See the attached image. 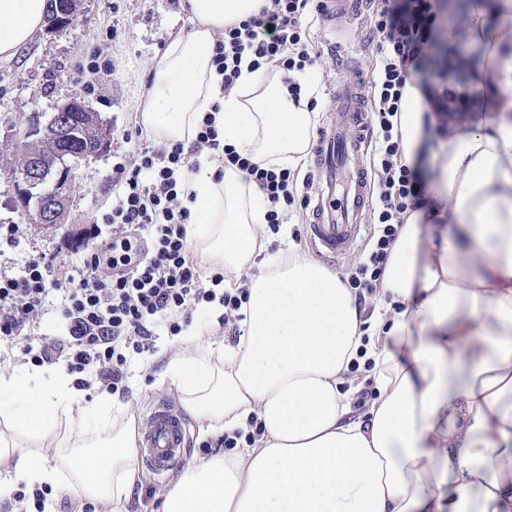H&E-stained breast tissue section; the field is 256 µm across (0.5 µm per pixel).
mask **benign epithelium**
Listing matches in <instances>:
<instances>
[{
	"label": "benign epithelium",
	"instance_id": "7a95c632",
	"mask_svg": "<svg viewBox=\"0 0 512 512\" xmlns=\"http://www.w3.org/2000/svg\"><path fill=\"white\" fill-rule=\"evenodd\" d=\"M50 33L70 29L83 17L82 0L50 3ZM79 110L83 121L71 126L65 114ZM112 134L111 126L86 102L70 97L56 108L42 127L28 126L21 131L26 159L18 176L19 191L33 198L36 222L46 231L65 223L75 173L81 161L100 154Z\"/></svg>",
	"mask_w": 512,
	"mask_h": 512
}]
</instances>
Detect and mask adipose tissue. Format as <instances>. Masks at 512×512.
Listing matches in <instances>:
<instances>
[{
    "instance_id": "ef3b65f1",
    "label": "adipose tissue",
    "mask_w": 512,
    "mask_h": 512,
    "mask_svg": "<svg viewBox=\"0 0 512 512\" xmlns=\"http://www.w3.org/2000/svg\"><path fill=\"white\" fill-rule=\"evenodd\" d=\"M263 0H186L188 31L150 61L139 109L161 144H191L207 116L225 145L263 168L304 167L317 115L278 69L212 63L225 25ZM48 0H0V58L26 48ZM504 25L469 0L465 38L484 54L467 85L407 83L394 124L408 163L426 131L427 211H407L371 313L338 274L271 231L249 172L216 177L207 159L185 182L188 238L225 276L249 271L236 345L189 336L166 376L208 435L262 431L251 445L189 465L159 512H512V0ZM475 122L445 119L442 99ZM282 249L268 252L271 235ZM375 398L353 403L364 386ZM129 404L84 401L66 371L0 368V499L18 483L64 488L124 512L136 482ZM454 495H447L446 486Z\"/></svg>"
}]
</instances>
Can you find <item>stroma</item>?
I'll return each mask as SVG.
<instances>
[{
	"instance_id": "stroma-1",
	"label": "stroma",
	"mask_w": 512,
	"mask_h": 512,
	"mask_svg": "<svg viewBox=\"0 0 512 512\" xmlns=\"http://www.w3.org/2000/svg\"><path fill=\"white\" fill-rule=\"evenodd\" d=\"M85 19L78 27L36 34L30 45L10 60L0 59V225L19 224L25 236L18 248L0 250V272L19 273L30 258H55L60 274L81 265L84 252L95 241L93 221L112 205V167L131 153L132 144L122 138L125 130L138 126L142 84L148 60L162 51L172 33L186 24L182 0H84ZM308 39L316 50H324L326 39H336L358 58L351 72L329 74L317 82L315 95L327 103L338 80L353 78L369 83L377 58V42L368 41L366 20L329 34L321 27L319 14H312ZM113 60L116 71L110 83L101 85L92 73H85L83 92L71 80L77 64L88 63L93 50ZM76 96L111 123L108 150L82 164L75 181L66 224L48 233L29 223L26 209L14 186L10 167L14 162L16 136L33 119H48L64 99ZM175 338L159 337L154 352L131 363L126 403L136 419H143L156 402L178 403V393L164 377L166 355Z\"/></svg>"
}]
</instances>
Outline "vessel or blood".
<instances>
[{
  "label": "vessel or blood",
  "instance_id": "b4317fda",
  "mask_svg": "<svg viewBox=\"0 0 512 512\" xmlns=\"http://www.w3.org/2000/svg\"><path fill=\"white\" fill-rule=\"evenodd\" d=\"M329 28L348 25L358 16L362 0H323ZM361 87L342 83L335 107L317 140L313 174L320 186L307 234L324 257L340 258L353 248L366 222L369 184L358 158L368 145ZM187 446L184 419L170 405L156 406L146 417L142 436L143 464L156 476L173 470Z\"/></svg>",
  "mask_w": 512,
  "mask_h": 512
}]
</instances>
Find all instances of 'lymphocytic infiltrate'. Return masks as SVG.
I'll return each mask as SVG.
<instances>
[{
  "label": "lymphocytic infiltrate",
  "mask_w": 512,
  "mask_h": 512,
  "mask_svg": "<svg viewBox=\"0 0 512 512\" xmlns=\"http://www.w3.org/2000/svg\"><path fill=\"white\" fill-rule=\"evenodd\" d=\"M321 8L320 0H268L259 14L225 27L213 57L225 90L233 89L241 63L254 69L271 65L284 70L291 98L299 99L300 75L324 69L321 54L304 39L306 19ZM439 11L440 0H393L369 16L381 55L369 95L374 233L348 278L361 302L377 291L405 212L423 199L417 169L402 160L394 117L412 76L424 82L444 76L435 65L448 42ZM203 154L217 170L235 166L251 172L270 204L271 230H278L289 208L306 206L315 192L313 179L300 181L291 170L250 164L221 143L209 117L190 146L139 148L132 159L113 166L116 193L100 216L112 236L87 249L76 274L60 277L41 257L30 259L20 275L0 273V344L18 349L24 364L64 367L77 390L121 397L128 392L130 357L153 350L160 332L180 335L202 305L222 306L219 327L240 336L238 311L247 298V277L228 287L223 272L203 274L187 237L191 213L181 199V184L197 171ZM52 307L64 334L50 343L31 329Z\"/></svg>",
  "instance_id": "lymphocytic-infiltrate-1"
}]
</instances>
